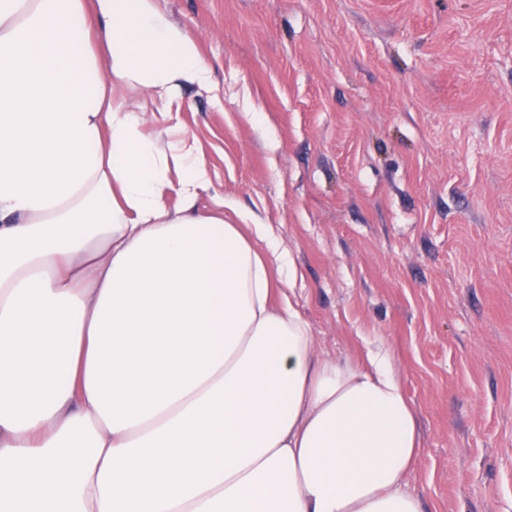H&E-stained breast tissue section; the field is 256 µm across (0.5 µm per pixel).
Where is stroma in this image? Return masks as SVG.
I'll return each mask as SVG.
<instances>
[{
	"label": "stroma",
	"mask_w": 512,
	"mask_h": 512,
	"mask_svg": "<svg viewBox=\"0 0 512 512\" xmlns=\"http://www.w3.org/2000/svg\"><path fill=\"white\" fill-rule=\"evenodd\" d=\"M213 86L171 117L273 225L317 352L384 344L423 512H512V0H157Z\"/></svg>",
	"instance_id": "1"
}]
</instances>
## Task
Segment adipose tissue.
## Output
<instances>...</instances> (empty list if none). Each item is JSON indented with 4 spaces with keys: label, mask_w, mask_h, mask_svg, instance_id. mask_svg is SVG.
<instances>
[{
    "label": "adipose tissue",
    "mask_w": 512,
    "mask_h": 512,
    "mask_svg": "<svg viewBox=\"0 0 512 512\" xmlns=\"http://www.w3.org/2000/svg\"><path fill=\"white\" fill-rule=\"evenodd\" d=\"M211 82L155 0H0V512H422L391 353L322 358L273 229L115 96Z\"/></svg>",
    "instance_id": "1"
}]
</instances>
